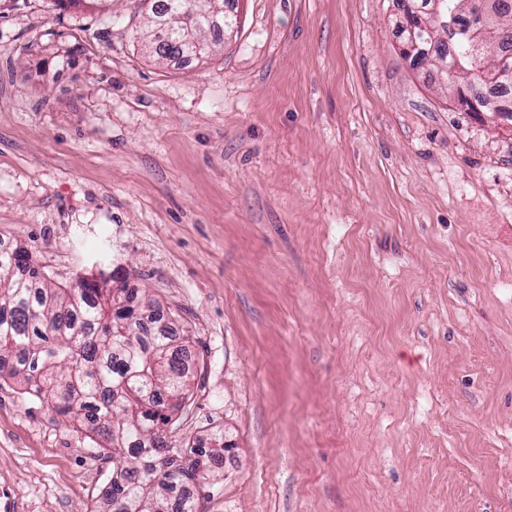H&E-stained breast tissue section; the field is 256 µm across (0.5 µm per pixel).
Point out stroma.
<instances>
[{
	"mask_svg": "<svg viewBox=\"0 0 512 512\" xmlns=\"http://www.w3.org/2000/svg\"><path fill=\"white\" fill-rule=\"evenodd\" d=\"M232 8L178 64L155 0H8L0 239L187 337L167 439L236 445L201 512H512V124L411 66L397 0ZM111 476L0 380V512H102Z\"/></svg>",
	"mask_w": 512,
	"mask_h": 512,
	"instance_id": "obj_1",
	"label": "stroma"
}]
</instances>
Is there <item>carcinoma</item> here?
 Wrapping results in <instances>:
<instances>
[{
  "instance_id": "cac0c4a2",
  "label": "carcinoma",
  "mask_w": 512,
  "mask_h": 512,
  "mask_svg": "<svg viewBox=\"0 0 512 512\" xmlns=\"http://www.w3.org/2000/svg\"><path fill=\"white\" fill-rule=\"evenodd\" d=\"M185 0H166L156 11L161 35L149 50L161 59H199L213 48L209 35L225 28L216 17L183 15ZM438 6V28L401 30L414 66L437 57L445 69L480 70L475 29L462 14L465 0H414ZM489 27L498 47L512 51V0H498ZM137 291L79 280L54 288L20 247L0 242V380L21 381L26 393L59 417L86 429L132 466L112 469L111 512H198L195 489L211 467L224 464V435L182 450L169 445L171 412L188 398V352L153 311L137 313Z\"/></svg>"
}]
</instances>
